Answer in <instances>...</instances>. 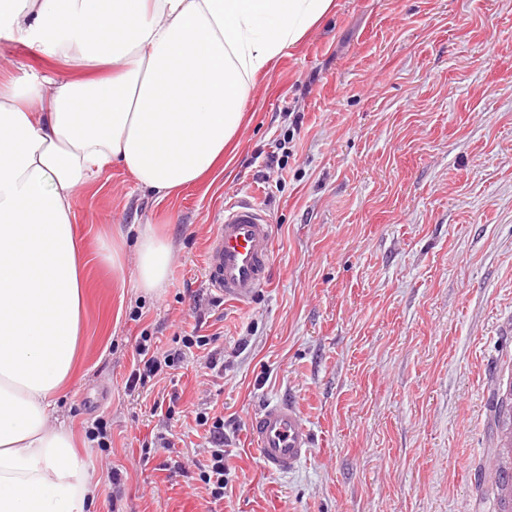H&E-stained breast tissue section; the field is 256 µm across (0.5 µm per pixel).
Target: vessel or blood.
Listing matches in <instances>:
<instances>
[{
    "label": "vessel or blood",
    "mask_w": 512,
    "mask_h": 512,
    "mask_svg": "<svg viewBox=\"0 0 512 512\" xmlns=\"http://www.w3.org/2000/svg\"><path fill=\"white\" fill-rule=\"evenodd\" d=\"M272 253L266 212L247 199L225 204L205 252L209 286L229 302L249 303L268 284ZM248 430L253 452L271 473L294 471L313 446L309 425L287 399L266 405L251 419Z\"/></svg>",
    "instance_id": "b4317fda"
}]
</instances>
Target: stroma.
Returning a JSON list of instances; mask_svg holds the SVG:
<instances>
[{"label":"stroma","mask_w":512,"mask_h":512,"mask_svg":"<svg viewBox=\"0 0 512 512\" xmlns=\"http://www.w3.org/2000/svg\"><path fill=\"white\" fill-rule=\"evenodd\" d=\"M63 61L0 37V80ZM233 162L156 199L119 167L75 200L84 335L58 398L91 512H491L476 489L489 403L512 382V0H336L259 76ZM245 197L273 233L252 302L209 288L204 252ZM172 248L137 286L145 226ZM119 248L120 265L102 261ZM210 337L217 374L187 358L128 392L136 337ZM292 400L314 446L288 474L250 450L249 419ZM165 411H155V401ZM224 414L232 477L211 502L194 472L200 412ZM99 418L112 446L86 436ZM169 445L152 447L157 433ZM120 470V487L110 481Z\"/></svg>","instance_id":"35a3bbf8"}]
</instances>
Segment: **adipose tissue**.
Returning a JSON list of instances; mask_svg holds the SVG:
<instances>
[{
  "instance_id": "ef3b65f1",
  "label": "adipose tissue",
  "mask_w": 512,
  "mask_h": 512,
  "mask_svg": "<svg viewBox=\"0 0 512 512\" xmlns=\"http://www.w3.org/2000/svg\"><path fill=\"white\" fill-rule=\"evenodd\" d=\"M334 0H0V36L73 69L0 82V512H87L97 486L51 425L83 334L78 189L119 166L165 198L224 164L256 77ZM138 284L172 258L152 231Z\"/></svg>"
}]
</instances>
